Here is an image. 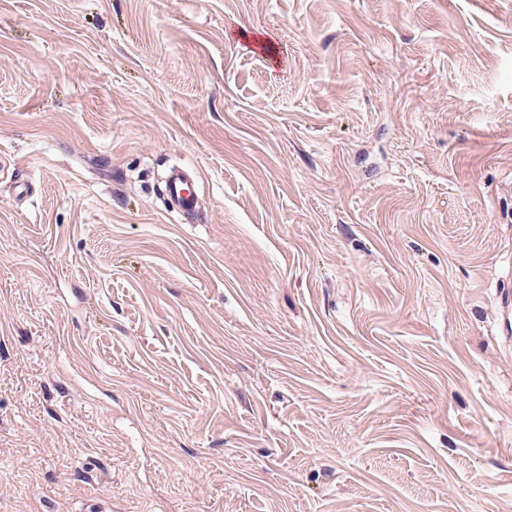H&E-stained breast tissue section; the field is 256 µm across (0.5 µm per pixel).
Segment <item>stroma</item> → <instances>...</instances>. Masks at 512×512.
Segmentation results:
<instances>
[{"label": "stroma", "mask_w": 512, "mask_h": 512, "mask_svg": "<svg viewBox=\"0 0 512 512\" xmlns=\"http://www.w3.org/2000/svg\"><path fill=\"white\" fill-rule=\"evenodd\" d=\"M505 288L512 0H0V512H512ZM164 195L167 207L172 212L191 216L197 210V193L189 175L181 169L175 168L169 172Z\"/></svg>", "instance_id": "stroma-1"}]
</instances>
